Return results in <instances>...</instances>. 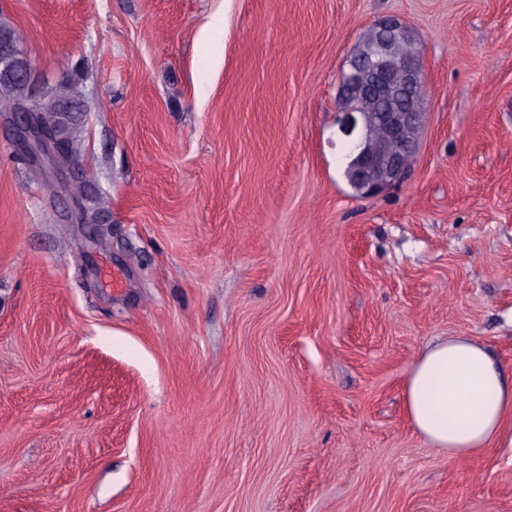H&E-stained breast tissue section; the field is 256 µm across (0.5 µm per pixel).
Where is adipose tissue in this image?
<instances>
[{
	"label": "adipose tissue",
	"instance_id": "obj_1",
	"mask_svg": "<svg viewBox=\"0 0 512 512\" xmlns=\"http://www.w3.org/2000/svg\"><path fill=\"white\" fill-rule=\"evenodd\" d=\"M404 406L415 431L449 457L480 455L512 417V380L491 351L468 336L428 345L412 363Z\"/></svg>",
	"mask_w": 512,
	"mask_h": 512
}]
</instances>
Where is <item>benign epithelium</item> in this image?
<instances>
[{
    "instance_id": "7a95c632",
    "label": "benign epithelium",
    "mask_w": 512,
    "mask_h": 512,
    "mask_svg": "<svg viewBox=\"0 0 512 512\" xmlns=\"http://www.w3.org/2000/svg\"><path fill=\"white\" fill-rule=\"evenodd\" d=\"M0 52L14 57V65L0 73L1 78L30 80L31 70L19 42L1 45ZM396 53L395 40L387 38L376 45L366 63V67L379 77L375 85L379 93H389L383 79L385 63ZM399 80L421 111L364 112L344 108L339 112L340 132L351 138L348 143V174L353 177L354 189L362 198L380 196L404 183L418 150L427 96L424 63L419 50L401 59ZM1 118L11 126L16 146L27 156L35 171L47 178L56 192L66 198L70 223H85L83 193L75 191L81 181H72L68 177L74 162L62 160L57 140L46 135L35 124L31 113L21 109L12 99H0Z\"/></svg>"
}]
</instances>
